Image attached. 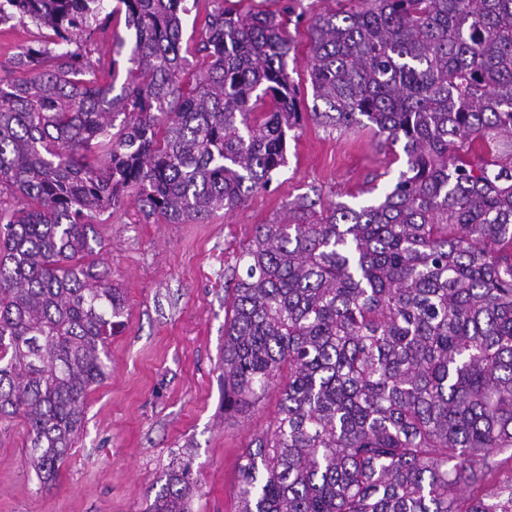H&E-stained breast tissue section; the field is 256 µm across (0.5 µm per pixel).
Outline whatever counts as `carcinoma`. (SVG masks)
<instances>
[{
	"label": "carcinoma",
	"mask_w": 512,
	"mask_h": 512,
	"mask_svg": "<svg viewBox=\"0 0 512 512\" xmlns=\"http://www.w3.org/2000/svg\"><path fill=\"white\" fill-rule=\"evenodd\" d=\"M226 3L190 47L186 0H0V25L40 32L13 57L34 76L0 80V418L45 484L128 315L94 217L131 197L203 224L267 187L303 124L293 7ZM304 68L313 117L403 142L406 170L377 204L305 193L241 250L224 407L280 397L236 512H512V475L489 481L512 460V0H359L311 18ZM190 497L184 464L146 512Z\"/></svg>",
	"instance_id": "obj_1"
}]
</instances>
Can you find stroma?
I'll use <instances>...</instances> for the list:
<instances>
[{
	"label": "stroma",
	"mask_w": 512,
	"mask_h": 512,
	"mask_svg": "<svg viewBox=\"0 0 512 512\" xmlns=\"http://www.w3.org/2000/svg\"><path fill=\"white\" fill-rule=\"evenodd\" d=\"M290 22L299 57L308 25L339 0H294ZM39 36L29 24L0 26V77ZM405 168L401 146L371 128L329 130L305 120L288 141L287 165L268 188L203 224L145 219L135 204L102 214L95 230L109 278L124 288L129 315L108 346L112 371L94 387L53 486L26 463L22 419H0V512H145L172 466L191 461L192 512H235L240 457L277 415L269 390L249 408H224V295L259 224L288 216V204L318 191L322 207L378 200Z\"/></svg>",
	"instance_id": "stroma-1"
}]
</instances>
